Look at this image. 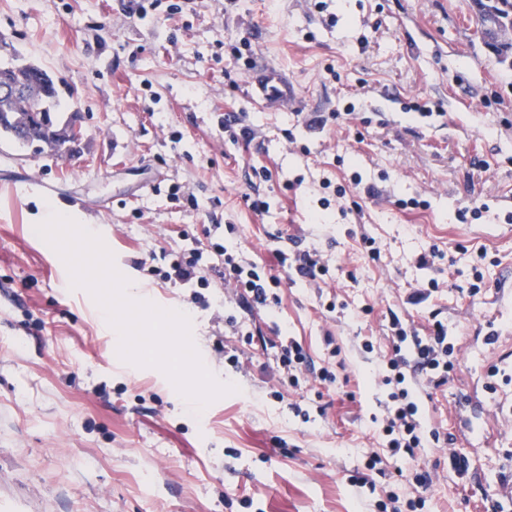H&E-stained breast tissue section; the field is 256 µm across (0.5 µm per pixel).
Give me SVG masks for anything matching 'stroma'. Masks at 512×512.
<instances>
[{
    "instance_id": "stroma-1",
    "label": "stroma",
    "mask_w": 512,
    "mask_h": 512,
    "mask_svg": "<svg viewBox=\"0 0 512 512\" xmlns=\"http://www.w3.org/2000/svg\"><path fill=\"white\" fill-rule=\"evenodd\" d=\"M128 6L0 0V37L80 129L60 156L0 140V512H383L392 494L512 512V38L481 32L477 0H182L171 21ZM242 38L293 104L253 97L228 52ZM230 112L252 141L225 130ZM39 198L186 313L237 392L196 413L160 370L120 360L91 295L62 287ZM213 241L279 276L278 303L152 274ZM280 250L328 271L303 278ZM396 317L440 320L455 346L447 382L418 383L442 437L416 451L427 489L382 431ZM292 341L295 386L278 360Z\"/></svg>"
}]
</instances>
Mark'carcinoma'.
Returning <instances> with one entry per match:
<instances>
[{"mask_svg":"<svg viewBox=\"0 0 512 512\" xmlns=\"http://www.w3.org/2000/svg\"><path fill=\"white\" fill-rule=\"evenodd\" d=\"M482 17L497 25L512 24V0H496L484 5ZM17 90L0 95V139L21 149L34 147L62 153V147L76 138L69 125L58 126L54 119L57 90L53 80L41 77V69L31 64L0 62V81Z\"/></svg>","mask_w":512,"mask_h":512,"instance_id":"cac0c4a2","label":"carcinoma"}]
</instances>
